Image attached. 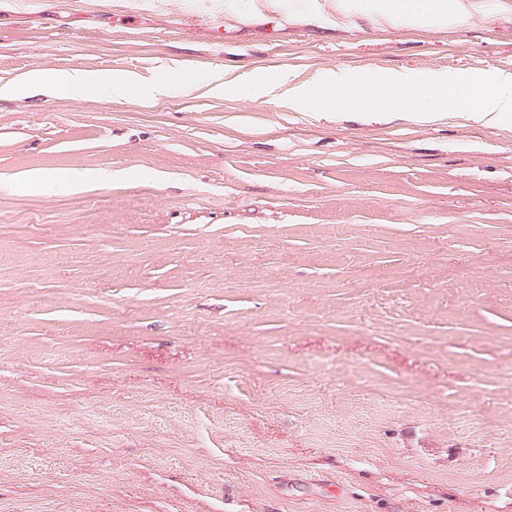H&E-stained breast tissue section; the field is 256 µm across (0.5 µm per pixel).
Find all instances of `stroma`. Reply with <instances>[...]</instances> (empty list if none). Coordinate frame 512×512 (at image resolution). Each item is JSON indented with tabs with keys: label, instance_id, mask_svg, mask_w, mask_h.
I'll return each mask as SVG.
<instances>
[{
	"label": "stroma",
	"instance_id": "stroma-1",
	"mask_svg": "<svg viewBox=\"0 0 512 512\" xmlns=\"http://www.w3.org/2000/svg\"><path fill=\"white\" fill-rule=\"evenodd\" d=\"M268 2L0 0V80L153 88L0 99V512H512V120L292 106L501 74L512 17ZM375 16L400 19L416 27L460 28L470 15V0H372ZM55 85L61 94L75 101L89 96L110 101L123 100L141 91L130 76L84 71L61 72L55 77ZM87 176L72 175L67 173H49L45 171H32L26 175L20 184L30 192H39L49 184L80 185Z\"/></svg>",
	"mask_w": 512,
	"mask_h": 512
}]
</instances>
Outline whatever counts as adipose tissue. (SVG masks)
Wrapping results in <instances>:
<instances>
[{
    "mask_svg": "<svg viewBox=\"0 0 512 512\" xmlns=\"http://www.w3.org/2000/svg\"><path fill=\"white\" fill-rule=\"evenodd\" d=\"M379 19H399L416 27L459 28L470 15V0H372ZM55 85L64 96L80 101L90 96L123 100L140 90L134 78L109 73L62 72ZM363 94L366 112H448L467 104L478 117L512 115V78L486 79L472 73L444 78L417 72H393L356 79L336 71L328 74L320 88L302 90L297 102L302 109L332 112L351 89Z\"/></svg>",
    "mask_w": 512,
    "mask_h": 512,
    "instance_id": "obj_1",
    "label": "adipose tissue"
}]
</instances>
